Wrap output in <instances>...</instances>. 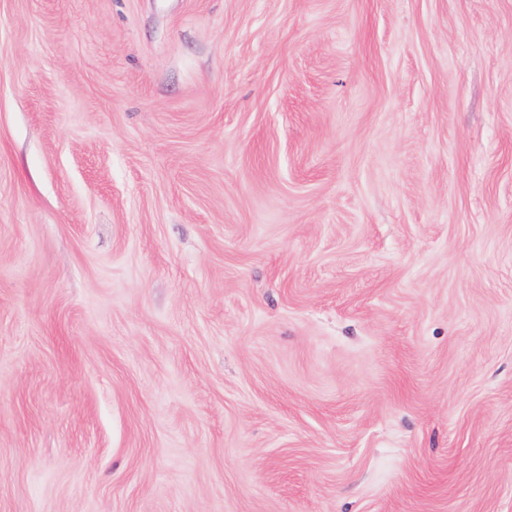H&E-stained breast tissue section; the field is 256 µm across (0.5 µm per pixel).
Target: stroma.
<instances>
[{"instance_id": "1", "label": "stroma", "mask_w": 512, "mask_h": 512, "mask_svg": "<svg viewBox=\"0 0 512 512\" xmlns=\"http://www.w3.org/2000/svg\"><path fill=\"white\" fill-rule=\"evenodd\" d=\"M0 512H512V0H0Z\"/></svg>"}]
</instances>
